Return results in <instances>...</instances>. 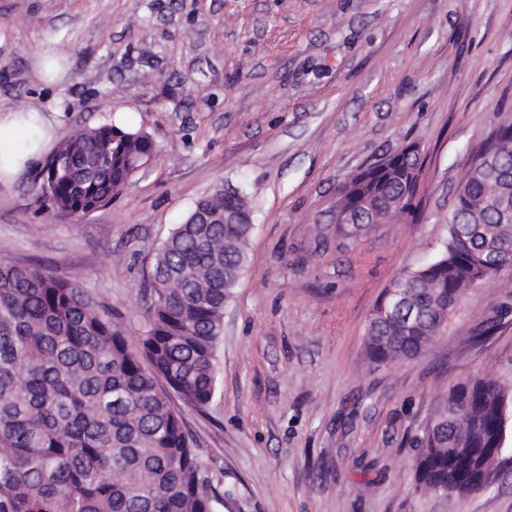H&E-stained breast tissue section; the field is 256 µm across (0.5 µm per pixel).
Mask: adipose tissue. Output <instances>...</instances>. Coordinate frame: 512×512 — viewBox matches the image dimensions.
I'll return each mask as SVG.
<instances>
[{
    "mask_svg": "<svg viewBox=\"0 0 512 512\" xmlns=\"http://www.w3.org/2000/svg\"><path fill=\"white\" fill-rule=\"evenodd\" d=\"M61 118V112L56 110L0 108V184H11L52 150Z\"/></svg>",
    "mask_w": 512,
    "mask_h": 512,
    "instance_id": "ef3b65f1",
    "label": "adipose tissue"
}]
</instances>
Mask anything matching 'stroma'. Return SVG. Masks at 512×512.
<instances>
[{
	"mask_svg": "<svg viewBox=\"0 0 512 512\" xmlns=\"http://www.w3.org/2000/svg\"><path fill=\"white\" fill-rule=\"evenodd\" d=\"M62 56L39 82L35 57ZM508 111H499L500 103ZM61 107V139L113 124L156 156L80 220L44 202L42 165L0 185V265L79 276L127 335L146 328L155 249L214 188L252 205L247 264L224 308L216 393L171 395L218 495L215 512H512V429L488 485L426 495L411 440L449 386L512 387V273L474 288L413 360L364 354L382 292L422 269L476 149L512 123V0H0V107ZM416 143V220L336 231L339 186ZM507 314L506 310L491 309L478 324L470 329V336L474 340L489 336L502 324V320Z\"/></svg>",
	"mask_w": 512,
	"mask_h": 512,
	"instance_id": "obj_1",
	"label": "stroma"
}]
</instances>
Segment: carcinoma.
<instances>
[{"label": "carcinoma", "instance_id": "cac0c4a2", "mask_svg": "<svg viewBox=\"0 0 512 512\" xmlns=\"http://www.w3.org/2000/svg\"><path fill=\"white\" fill-rule=\"evenodd\" d=\"M140 129L102 124L61 142L47 161L41 198L59 214L81 218L112 201L129 182L132 160L151 153ZM478 155L486 172L460 180L438 257L408 272L415 325L369 318L365 356L375 365L424 352L448 327L477 271L486 244L512 256V123L496 128ZM419 152L406 146L340 186L338 203L352 223L347 238L406 213ZM214 224H179L154 255L148 329L133 340L83 288L79 278L38 267L0 266V512H214L217 496L162 378L194 408L216 392L215 349L247 262L251 224H221L227 209L251 213L240 188L202 197ZM507 311L492 309L473 328L492 334ZM434 419L416 439V488L430 494L482 489L478 461L491 462L512 391L487 376L448 388Z\"/></svg>", "mask_w": 512, "mask_h": 512}]
</instances>
